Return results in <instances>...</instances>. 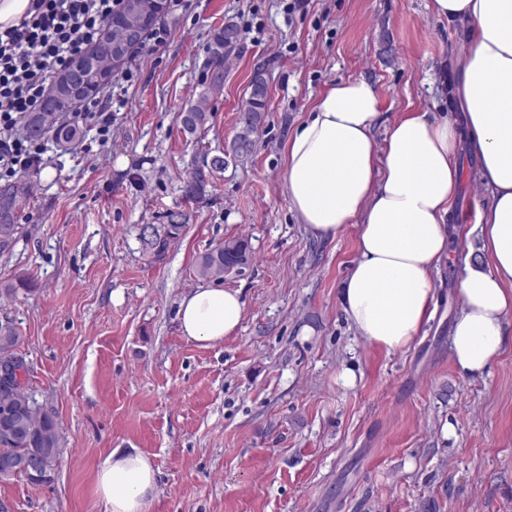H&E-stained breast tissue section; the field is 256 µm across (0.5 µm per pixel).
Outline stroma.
Returning a JSON list of instances; mask_svg holds the SVG:
<instances>
[{
  "label": "stroma",
  "mask_w": 512,
  "mask_h": 512,
  "mask_svg": "<svg viewBox=\"0 0 512 512\" xmlns=\"http://www.w3.org/2000/svg\"><path fill=\"white\" fill-rule=\"evenodd\" d=\"M429 0H193L167 10L166 43L135 81L113 72L112 136L61 148L46 136L39 175L13 211L19 233L0 250V322L14 323L25 384L56 413L64 448L52 482L0 481L14 512H106L97 491L112 449L157 469L153 512H512V343L479 377L448 351L466 257L477 253L455 215L489 206L478 166L460 151L434 272V313L404 351L366 342L339 299L358 227L314 237L290 208L284 144L329 83L372 82L386 127L412 111L451 112L464 27ZM236 24L212 118L197 134L177 119L206 77L212 37ZM266 120L246 162L215 172L206 196L185 195L195 167L228 152L255 72ZM189 221L164 257L141 225ZM243 237L252 262L220 285L240 290L242 323L204 347L179 329L180 298L202 286L199 256ZM353 384H344L343 371Z\"/></svg>",
  "instance_id": "stroma-1"
}]
</instances>
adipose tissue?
<instances>
[{
  "mask_svg": "<svg viewBox=\"0 0 512 512\" xmlns=\"http://www.w3.org/2000/svg\"><path fill=\"white\" fill-rule=\"evenodd\" d=\"M439 18L466 26L457 68L459 115L414 111L373 129L379 98L363 78L328 85L285 149V187L300 223L335 237L357 223L358 256L340 290L346 321L368 343L399 351L433 315V272L448 251L445 220L460 178L458 144L474 151L489 207L470 231L481 242L460 279L462 310L450 335L461 375H483L504 352L512 314V0H431ZM239 290L198 287L182 296L181 332L206 347L239 328ZM107 512H152L157 475L142 453L113 450L97 473Z\"/></svg>",
  "mask_w": 512,
  "mask_h": 512,
  "instance_id": "ef3b65f1",
  "label": "adipose tissue"
}]
</instances>
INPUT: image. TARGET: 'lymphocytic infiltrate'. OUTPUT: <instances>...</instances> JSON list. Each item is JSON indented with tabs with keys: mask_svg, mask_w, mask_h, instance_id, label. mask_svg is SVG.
<instances>
[{
	"mask_svg": "<svg viewBox=\"0 0 512 512\" xmlns=\"http://www.w3.org/2000/svg\"><path fill=\"white\" fill-rule=\"evenodd\" d=\"M120 0H31L16 26L0 30V180L39 170L43 143L21 124L38 111L54 75L95 44Z\"/></svg>",
	"mask_w": 512,
	"mask_h": 512,
	"instance_id": "f902f5d3",
	"label": "lymphocytic infiltrate"
}]
</instances>
